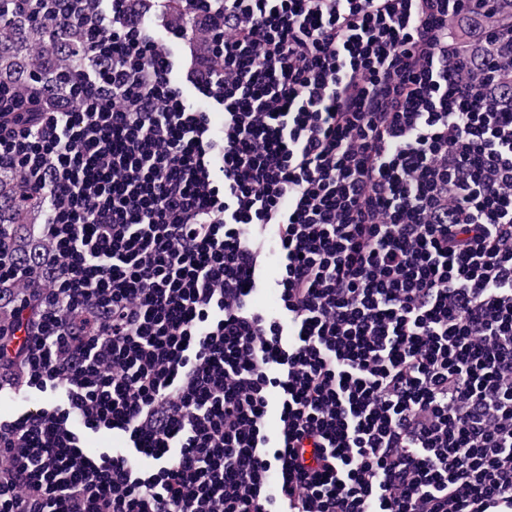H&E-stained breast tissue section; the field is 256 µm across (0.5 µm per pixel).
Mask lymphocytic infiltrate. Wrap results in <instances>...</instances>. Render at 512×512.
<instances>
[{
	"label": "lymphocytic infiltrate",
	"instance_id": "lymphocytic-infiltrate-1",
	"mask_svg": "<svg viewBox=\"0 0 512 512\" xmlns=\"http://www.w3.org/2000/svg\"><path fill=\"white\" fill-rule=\"evenodd\" d=\"M34 18L89 42L0 84V512H512V0ZM20 187L18 182L8 176L0 178V208L5 223L0 224H35L38 219V208L34 203H19ZM13 206V209L12 207ZM15 215L14 219L12 216Z\"/></svg>",
	"mask_w": 512,
	"mask_h": 512
}]
</instances>
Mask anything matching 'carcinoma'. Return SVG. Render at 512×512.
Segmentation results:
<instances>
[{
	"label": "carcinoma",
	"mask_w": 512,
	"mask_h": 512,
	"mask_svg": "<svg viewBox=\"0 0 512 512\" xmlns=\"http://www.w3.org/2000/svg\"><path fill=\"white\" fill-rule=\"evenodd\" d=\"M83 33L74 27L58 39L42 24L31 18V12L19 7V0H0V83L27 95L33 79L43 73L45 64L53 72H72L78 66L74 50L83 43ZM18 182L0 177V212L7 224H31L38 219L33 203H19Z\"/></svg>",
	"instance_id": "carcinoma-1"
}]
</instances>
